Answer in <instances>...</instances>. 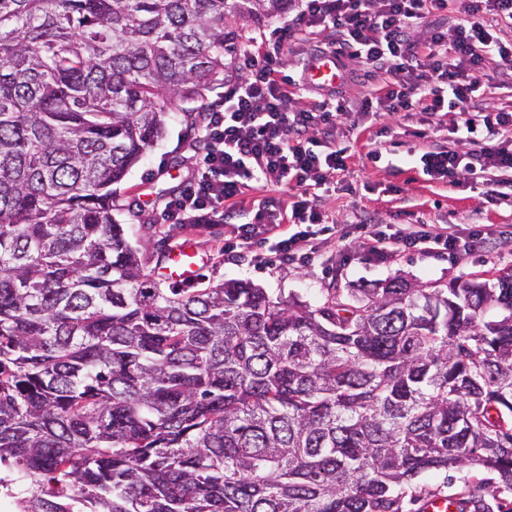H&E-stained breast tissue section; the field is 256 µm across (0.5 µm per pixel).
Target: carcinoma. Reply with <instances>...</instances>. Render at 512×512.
I'll return each instance as SVG.
<instances>
[{
    "instance_id": "cac0c4a2",
    "label": "carcinoma",
    "mask_w": 512,
    "mask_h": 512,
    "mask_svg": "<svg viewBox=\"0 0 512 512\" xmlns=\"http://www.w3.org/2000/svg\"><path fill=\"white\" fill-rule=\"evenodd\" d=\"M289 0H0V466L19 512H512V272L162 287L112 219ZM448 474L454 476V480L451 485L446 484V475H448ZM470 475L471 474L466 471L457 472V473L441 472L436 475L424 476L420 479L419 482H420L421 486L423 485L429 489H436L437 487H439L443 491L444 495H448V494L458 492L464 486V482L467 481V479H468V477H470Z\"/></svg>"
}]
</instances>
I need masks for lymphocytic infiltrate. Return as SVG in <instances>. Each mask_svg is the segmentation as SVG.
<instances>
[{
	"label": "lymphocytic infiltrate",
	"mask_w": 512,
	"mask_h": 512,
	"mask_svg": "<svg viewBox=\"0 0 512 512\" xmlns=\"http://www.w3.org/2000/svg\"><path fill=\"white\" fill-rule=\"evenodd\" d=\"M450 7L460 21L433 28L419 43L415 31L423 20ZM291 8L295 15L278 40L250 41L238 78L225 82L223 97L211 107L199 134L197 168L164 205L171 223H223L225 204L242 206L251 183H288L297 190L292 201L271 198L252 206L250 221L231 225L225 235L224 254L233 258L248 248L257 263L270 256L283 264L314 261L311 228L329 221L317 192L346 168L336 130L350 103L339 95L305 101L304 84L285 72L283 45L294 39L308 43L312 57L333 43L384 70L390 80L378 91L381 111H458L454 147L433 144L420 156L428 179L450 181L462 170L512 173V138L503 136L512 130V113L491 106L485 96L493 74L512 72V42L497 33L512 27V0H292ZM288 220L297 231L284 230ZM361 245L381 260L407 249L456 257L472 247L423 224L390 233L363 228Z\"/></svg>",
	"instance_id": "f902f5d3"
}]
</instances>
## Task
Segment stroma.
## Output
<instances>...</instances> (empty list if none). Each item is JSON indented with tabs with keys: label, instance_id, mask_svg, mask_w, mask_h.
<instances>
[{
	"label": "stroma",
	"instance_id": "obj_1",
	"mask_svg": "<svg viewBox=\"0 0 512 512\" xmlns=\"http://www.w3.org/2000/svg\"><path fill=\"white\" fill-rule=\"evenodd\" d=\"M456 119L453 112L437 123L421 112H351L339 131V143L349 154L347 168L337 174L325 198L335 227L317 234L318 257L307 266L226 260L214 249L224 240L226 224L193 229L163 222L164 202L192 177L198 159V129L186 123L182 112L169 115L157 144L123 182L114 185L112 217L123 224L129 242L141 248L148 265L157 261L156 243L168 251L188 245L205 259L201 278L214 284L249 281L275 298L293 294L316 304L330 289L395 276L419 285L474 277L492 281L512 270V195L487 198L497 178L493 170L478 176L462 172L450 184L427 180L416 166L424 140L447 141ZM367 219L382 226L424 221L464 234L480 229L487 237L456 259L407 250L383 261L363 253L349 236L355 224ZM149 229L156 239L151 246L145 243Z\"/></svg>",
	"mask_w": 512,
	"mask_h": 512
}]
</instances>
